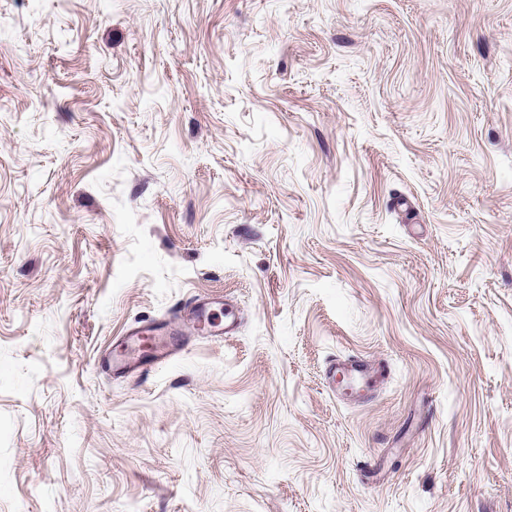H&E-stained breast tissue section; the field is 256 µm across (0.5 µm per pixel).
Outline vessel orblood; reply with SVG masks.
Instances as JSON below:
<instances>
[{
	"label": "vessel or blood",
	"mask_w": 512,
	"mask_h": 512,
	"mask_svg": "<svg viewBox=\"0 0 512 512\" xmlns=\"http://www.w3.org/2000/svg\"><path fill=\"white\" fill-rule=\"evenodd\" d=\"M215 303L206 297H195L182 320L152 321L132 328L122 336L112 353L103 356L100 366L110 374L123 377L144 373L153 366L169 363L186 351L190 339L184 336L183 323H191L198 334L219 339L234 332V325H223L214 316Z\"/></svg>",
	"instance_id": "b4317fda"
}]
</instances>
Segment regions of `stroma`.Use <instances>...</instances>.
<instances>
[{"label": "stroma", "instance_id": "stroma-1", "mask_svg": "<svg viewBox=\"0 0 512 512\" xmlns=\"http://www.w3.org/2000/svg\"><path fill=\"white\" fill-rule=\"evenodd\" d=\"M0 512H512V0H0ZM219 305L221 302L196 296L184 311L182 319L165 322L154 320L128 330L116 342L115 350L103 356L100 368L114 376L124 377L131 373L149 372L155 365L172 362L186 351L190 343V336L183 334L184 321L191 323L200 335L223 339V335L234 332L236 325H229L226 319L224 326L216 321L213 308ZM147 343L151 345L149 348L145 347ZM137 349L142 357L133 362L135 356L131 353ZM334 369L349 373L357 383L361 384L369 376L370 373L377 371L379 374H381L382 371L381 368L376 369L369 362L359 358L339 361L334 366Z\"/></svg>", "mask_w": 512, "mask_h": 512}]
</instances>
